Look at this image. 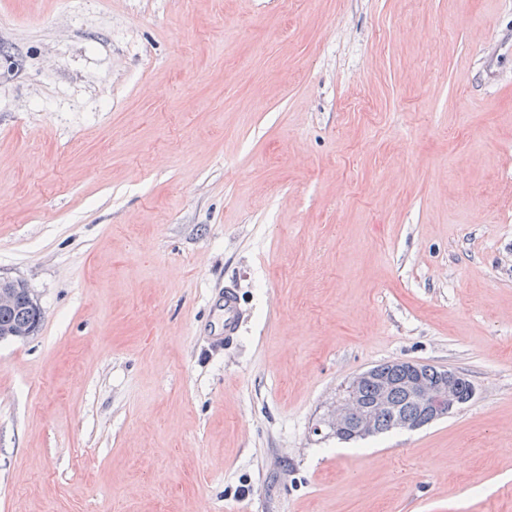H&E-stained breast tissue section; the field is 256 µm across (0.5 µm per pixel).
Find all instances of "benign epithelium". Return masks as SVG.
<instances>
[{
    "label": "benign epithelium",
    "instance_id": "benign-epithelium-1",
    "mask_svg": "<svg viewBox=\"0 0 512 512\" xmlns=\"http://www.w3.org/2000/svg\"><path fill=\"white\" fill-rule=\"evenodd\" d=\"M18 306L25 307L31 321L13 328L0 330L1 337L26 339L35 335L43 318V312L32 288L25 282L0 277V311H9ZM405 376L399 381L409 398L419 409V417L412 418L402 414L395 415L394 428L415 431L423 426L448 416L460 405L474 396V387H469L468 396H461L460 389L467 378L461 373L438 368L414 361L396 362ZM436 377H430V373ZM377 385L373 402L363 404L358 390L367 379ZM393 387V378L377 366L354 375L346 384L343 395L336 400L334 408L323 421L329 433L340 436L346 434L352 438H364L377 432L381 413L390 410L389 391Z\"/></svg>",
    "mask_w": 512,
    "mask_h": 512
}]
</instances>
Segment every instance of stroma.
Returning a JSON list of instances; mask_svg holds the SVG:
<instances>
[{"label":"stroma","mask_w":512,"mask_h":512,"mask_svg":"<svg viewBox=\"0 0 512 512\" xmlns=\"http://www.w3.org/2000/svg\"><path fill=\"white\" fill-rule=\"evenodd\" d=\"M0 276V512H512V0H0ZM18 306H23L29 311L31 315L30 322H28V311L25 309L9 311ZM42 318L43 312L32 288L23 281L0 277V328H3V325L26 323L25 325L0 330V339L4 337L26 339L34 336L39 329ZM224 307V343L233 340L240 330V297L234 288L225 287L221 297ZM398 365L402 372L398 371L390 362L373 366L354 375L346 384L343 395L336 400L334 408L323 421V426L330 434L340 436L350 435L351 438H364L374 435L379 428V434L389 432L391 424V410H397L407 415H416L412 418L402 414H395L394 428L398 430L415 431L423 426L447 417L460 405L467 403L474 396L472 383L461 373L445 368H438L428 364L414 361L399 360L392 362ZM382 370H381V369ZM431 370L436 373H431ZM387 371V372H384ZM390 375L388 376L387 375ZM431 373V377H430ZM392 408L390 410L391 397L389 391L393 387ZM371 378L373 382L366 381L360 391V396L365 403H369L377 393L370 405L361 401L358 390L364 381ZM401 378V379H400ZM407 394L398 387V380ZM469 383L467 397H462L460 389L464 382ZM375 383V384H374ZM467 387L463 385L462 393H466ZM414 402V403H413ZM418 409L416 408V406ZM390 410V411H389ZM388 411V412H387ZM382 412L378 425V419ZM348 442L349 440L338 438Z\"/></svg>","instance_id":"1"}]
</instances>
